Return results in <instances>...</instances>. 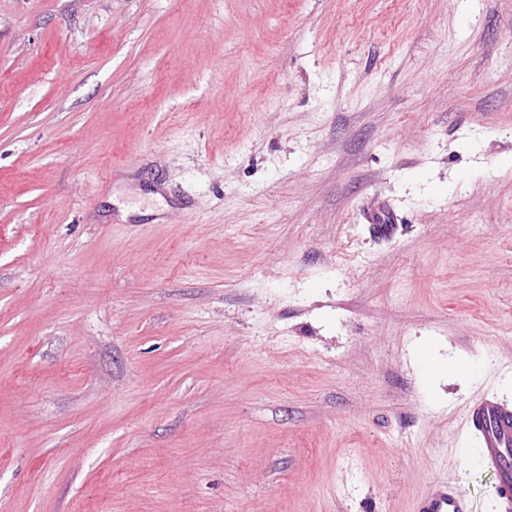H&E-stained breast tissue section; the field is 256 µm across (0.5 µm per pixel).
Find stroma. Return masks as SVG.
Returning <instances> with one entry per match:
<instances>
[{
    "label": "stroma",
    "instance_id": "35a3bbf8",
    "mask_svg": "<svg viewBox=\"0 0 512 512\" xmlns=\"http://www.w3.org/2000/svg\"><path fill=\"white\" fill-rule=\"evenodd\" d=\"M508 375L512 0H0V512H495ZM468 435L461 453L495 477L498 512L512 511V404L495 393L470 402L465 410ZM469 499L450 485H441L423 498L416 512H471Z\"/></svg>",
    "mask_w": 512,
    "mask_h": 512
}]
</instances>
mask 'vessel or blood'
Here are the masks:
<instances>
[{"mask_svg": "<svg viewBox=\"0 0 512 512\" xmlns=\"http://www.w3.org/2000/svg\"><path fill=\"white\" fill-rule=\"evenodd\" d=\"M468 435L461 453L495 477L498 512H512V404L488 393L465 410ZM417 512H472L469 499L442 485L423 498Z\"/></svg>", "mask_w": 512, "mask_h": 512, "instance_id": "1", "label": "vessel or blood"}]
</instances>
